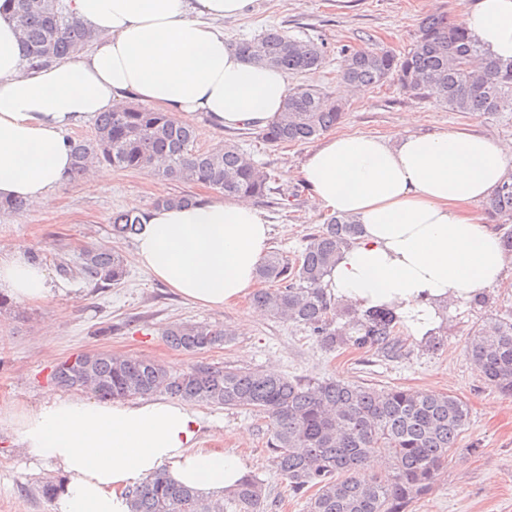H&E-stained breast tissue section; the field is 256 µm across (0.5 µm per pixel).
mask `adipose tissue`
<instances>
[{
  "mask_svg": "<svg viewBox=\"0 0 512 512\" xmlns=\"http://www.w3.org/2000/svg\"><path fill=\"white\" fill-rule=\"evenodd\" d=\"M91 47L39 69L25 65L12 0H0V200L53 207L69 175L68 133L128 98L175 116L204 113L209 130L263 127L280 111L287 74L247 61L219 20L254 0H67ZM490 56L512 61V0H474L462 17ZM512 172V146L465 130L393 138L334 135L300 175L316 202L352 217L361 236L325 286L338 302L394 307L415 338L442 302L474 300L512 275L501 234L470 209ZM134 256L182 298L221 309L253 288L270 227L251 200L217 192L188 206L143 210ZM0 292L18 302L53 293L27 248L0 254ZM202 422L167 397L103 401L50 395L0 406V432L30 463L63 472L53 512H129L125 488L161 473L219 499L245 474L240 459L196 444Z\"/></svg>",
  "mask_w": 512,
  "mask_h": 512,
  "instance_id": "adipose-tissue-1",
  "label": "adipose tissue"
}]
</instances>
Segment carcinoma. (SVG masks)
<instances>
[{
	"instance_id": "1",
	"label": "carcinoma",
	"mask_w": 512,
	"mask_h": 512,
	"mask_svg": "<svg viewBox=\"0 0 512 512\" xmlns=\"http://www.w3.org/2000/svg\"><path fill=\"white\" fill-rule=\"evenodd\" d=\"M27 65L34 69L84 49L95 33L65 12L61 0H14ZM257 64L288 75L317 69L323 46L285 31L269 29L237 44ZM347 67L340 81L379 86L388 80L448 106L453 112L490 117L512 113V62L487 55L462 22L445 13L427 16L412 47L389 51L342 49ZM343 106L312 85L288 91L279 115L262 129L270 145L302 144L340 124ZM196 127L167 112L121 104L102 112L90 138L73 140L70 179L97 164L123 171H151L174 181H190L224 197L262 199L272 176L231 140L211 150L195 148ZM490 215L512 220V174L481 204ZM112 235L129 238L140 229L134 209H118L108 218ZM361 233L350 217L330 216L306 247L288 256L277 250L260 261L256 278L266 284L254 304L272 318L307 329L326 350L338 346L401 353L402 320L389 306L360 311L341 306L323 287L341 249ZM78 272L96 285H117L127 274L125 257L108 245H92L80 254ZM493 333L473 331L467 353L479 378L512 397V313L498 319ZM175 350L200 353L232 340L221 323L182 321L163 331ZM61 387L85 389L102 399L168 394L182 400L249 410L267 426L265 447L281 484L304 500L305 512H408L436 485L469 409L446 393L354 385L340 378L305 380L261 370L196 364L174 370L155 360L79 352L51 372ZM389 461L385 476L365 472L371 456ZM267 485L247 474L220 500L202 498L159 473L125 492L130 512H266Z\"/></svg>"
}]
</instances>
